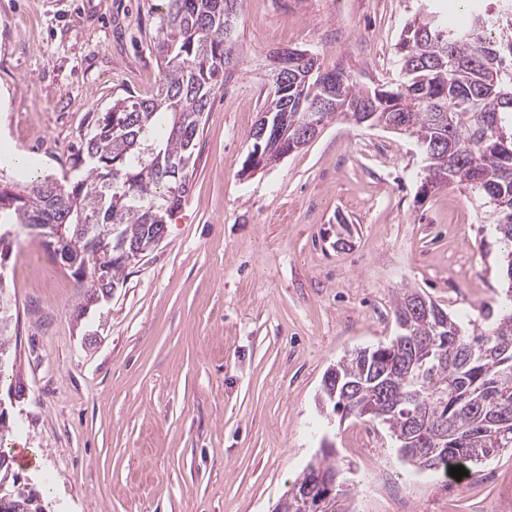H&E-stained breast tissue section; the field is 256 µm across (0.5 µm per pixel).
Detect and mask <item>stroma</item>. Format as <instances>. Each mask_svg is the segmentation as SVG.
Here are the masks:
<instances>
[{"label":"stroma","mask_w":512,"mask_h":512,"mask_svg":"<svg viewBox=\"0 0 512 512\" xmlns=\"http://www.w3.org/2000/svg\"><path fill=\"white\" fill-rule=\"evenodd\" d=\"M426 7L468 23L461 0H240L239 63L204 118L189 192L86 315L46 241L14 240L0 447L32 454L13 469L46 512H272L326 443L351 512H512V450L419 481L385 429L319 403L341 357L395 336L400 289L465 319L499 301L500 245L474 200L417 199L415 142L345 122L242 171L270 54L307 49L388 86L403 25ZM159 13L160 0H0V149L30 159L25 177L75 174L96 115L157 89Z\"/></svg>","instance_id":"stroma-1"}]
</instances>
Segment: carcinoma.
Wrapping results in <instances>:
<instances>
[{
	"instance_id": "cac0c4a2",
	"label": "carcinoma",
	"mask_w": 512,
	"mask_h": 512,
	"mask_svg": "<svg viewBox=\"0 0 512 512\" xmlns=\"http://www.w3.org/2000/svg\"><path fill=\"white\" fill-rule=\"evenodd\" d=\"M237 2L164 0L150 40L162 74L157 91L117 98L97 115L81 145L85 174L0 183L10 187L0 189V228L23 224L46 233L54 260H78L72 274L86 289L79 314L110 296L127 267L117 251L110 266L98 265V229L114 231V246H146L156 224L185 200L204 114L239 63L230 44ZM395 56L399 82L369 89L310 52L288 62V82L272 83L270 103L290 137L312 119L343 120L339 104L371 103L365 125L415 140L423 194L453 187L473 195L481 221L495 225L504 245L499 309L485 305L479 319L465 322L430 300L429 314L412 317L407 331L423 341L419 350L393 341L361 349L341 358L323 384L324 396L335 394L340 419L368 421L377 408L408 464L446 471L512 448V36L485 13L450 30L430 11L405 23ZM418 298L411 288L396 294V321ZM433 441L435 453L416 455ZM332 455L322 452L299 482L336 473Z\"/></svg>"
}]
</instances>
